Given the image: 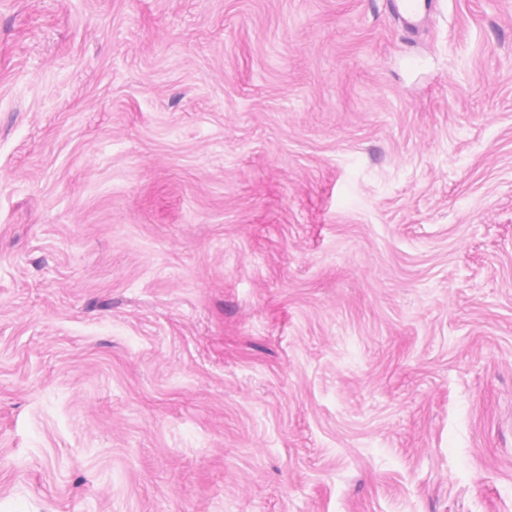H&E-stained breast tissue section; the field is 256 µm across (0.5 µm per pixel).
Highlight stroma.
<instances>
[{"instance_id":"1","label":"stroma","mask_w":512,"mask_h":512,"mask_svg":"<svg viewBox=\"0 0 512 512\" xmlns=\"http://www.w3.org/2000/svg\"><path fill=\"white\" fill-rule=\"evenodd\" d=\"M0 512H512V0H0ZM390 5L400 18L402 34L411 39L428 17L433 0H393Z\"/></svg>"}]
</instances>
